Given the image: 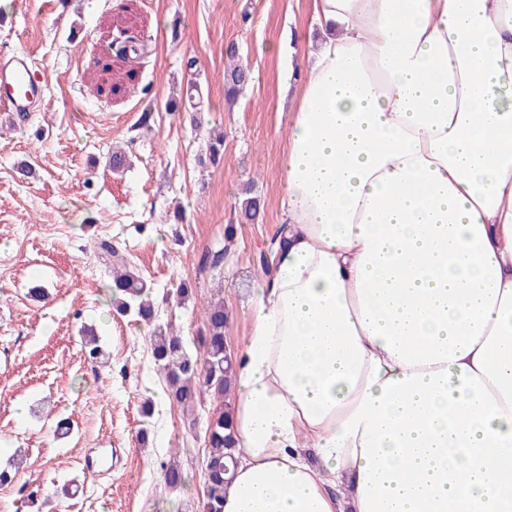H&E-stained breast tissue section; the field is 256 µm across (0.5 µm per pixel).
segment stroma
<instances>
[{"mask_svg":"<svg viewBox=\"0 0 512 512\" xmlns=\"http://www.w3.org/2000/svg\"><path fill=\"white\" fill-rule=\"evenodd\" d=\"M312 21V0L0 6V55L26 54L45 81L25 125L0 113V470L13 476L0 484V512H201L205 430L222 404L206 396L189 410L165 399L154 324L117 312L99 243L151 282L155 324L172 325L192 354L203 353L204 309L223 293L224 338L239 351L251 332L255 257L283 219L281 160L302 83L294 58L266 47ZM128 36L145 49L127 62L116 43ZM233 47L253 80L230 104L224 61ZM191 83L200 110L166 111ZM214 129L224 133L217 165L207 152ZM118 146L133 166L114 173L105 161ZM249 187L263 209L242 223L237 203ZM218 251L224 259L211 266ZM182 281L189 292L178 300ZM40 285L46 298L32 297ZM90 329L104 352L98 365L81 346ZM172 458L187 475L174 491L162 477Z\"/></svg>","mask_w":512,"mask_h":512,"instance_id":"stroma-1","label":"stroma"}]
</instances>
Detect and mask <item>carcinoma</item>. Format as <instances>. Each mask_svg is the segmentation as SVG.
<instances>
[{
	"label": "carcinoma",
	"mask_w": 512,
	"mask_h": 512,
	"mask_svg": "<svg viewBox=\"0 0 512 512\" xmlns=\"http://www.w3.org/2000/svg\"><path fill=\"white\" fill-rule=\"evenodd\" d=\"M250 82V70L239 62L236 50H229L224 65V98L229 102L237 100ZM208 153L213 164L224 157V134L210 136ZM260 207L259 197L249 194L238 203L239 216L247 222L253 221ZM102 248L106 257L113 260L110 288L116 310L145 322L153 321L152 284L128 270L122 255L110 244L104 242ZM205 319L207 333L202 339L203 356L200 358L188 353L183 336L169 325L156 326L151 336L152 358L165 376L169 398L188 408L205 394L221 400L234 393L235 361L225 353L224 324L228 313L224 310V299L219 298L207 306ZM206 447L202 512H223L224 486L231 480L226 468L234 465L230 411L220 410L211 416L206 429ZM163 481L171 490L183 486L186 476L177 462L163 465Z\"/></svg>",
	"instance_id": "obj_1"
}]
</instances>
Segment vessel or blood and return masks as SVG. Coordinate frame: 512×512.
Here are the masks:
<instances>
[{
	"mask_svg": "<svg viewBox=\"0 0 512 512\" xmlns=\"http://www.w3.org/2000/svg\"><path fill=\"white\" fill-rule=\"evenodd\" d=\"M42 90L43 84L33 73L28 57H0V112L9 114L14 121H24Z\"/></svg>",
	"mask_w": 512,
	"mask_h": 512,
	"instance_id": "obj_1",
	"label": "vessel or blood"
}]
</instances>
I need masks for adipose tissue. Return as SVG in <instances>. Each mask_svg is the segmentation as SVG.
<instances>
[{
  "label": "adipose tissue",
  "instance_id": "obj_1",
  "mask_svg": "<svg viewBox=\"0 0 512 512\" xmlns=\"http://www.w3.org/2000/svg\"><path fill=\"white\" fill-rule=\"evenodd\" d=\"M224 512H512V0H314Z\"/></svg>",
  "mask_w": 512,
  "mask_h": 512
}]
</instances>
